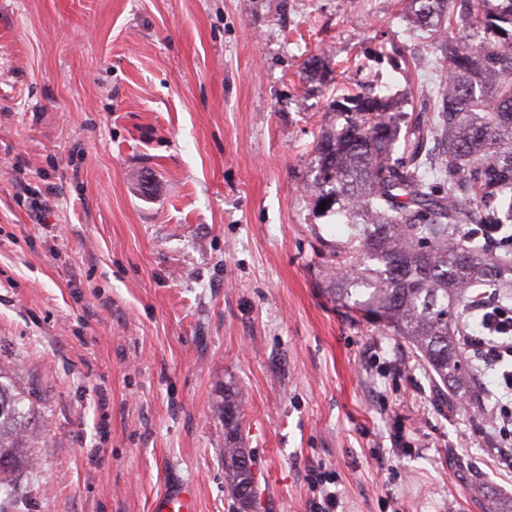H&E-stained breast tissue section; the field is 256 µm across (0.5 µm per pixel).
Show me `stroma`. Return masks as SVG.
Wrapping results in <instances>:
<instances>
[{
  "mask_svg": "<svg viewBox=\"0 0 512 512\" xmlns=\"http://www.w3.org/2000/svg\"><path fill=\"white\" fill-rule=\"evenodd\" d=\"M403 0H0V361L29 392L35 466L15 512H197L224 482L235 384L253 512L512 504L481 410L437 401L397 340L334 303L340 241L305 186L336 96L365 83L415 118L442 78ZM318 56L322 80L302 79ZM309 484L314 492V500L310 505V512H341L338 510L342 504L337 489L336 474L328 470H311ZM195 488L189 483L170 486L152 504V512H196Z\"/></svg>",
  "mask_w": 512,
  "mask_h": 512,
  "instance_id": "obj_1",
  "label": "stroma"
}]
</instances>
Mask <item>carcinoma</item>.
Segmentation results:
<instances>
[{
	"instance_id": "obj_1",
	"label": "carcinoma",
	"mask_w": 512,
	"mask_h": 512,
	"mask_svg": "<svg viewBox=\"0 0 512 512\" xmlns=\"http://www.w3.org/2000/svg\"><path fill=\"white\" fill-rule=\"evenodd\" d=\"M403 19L427 29L446 78L430 111L401 128L389 98L354 93L330 102L344 123L315 140L306 191L345 218L344 255L322 264L334 301L408 344L442 400L470 404L474 369L460 355L490 298L512 306V0H407ZM469 31L458 40L452 27ZM0 512L19 468L25 396L1 382ZM240 388L224 387V480L242 512L256 495L241 446Z\"/></svg>"
}]
</instances>
